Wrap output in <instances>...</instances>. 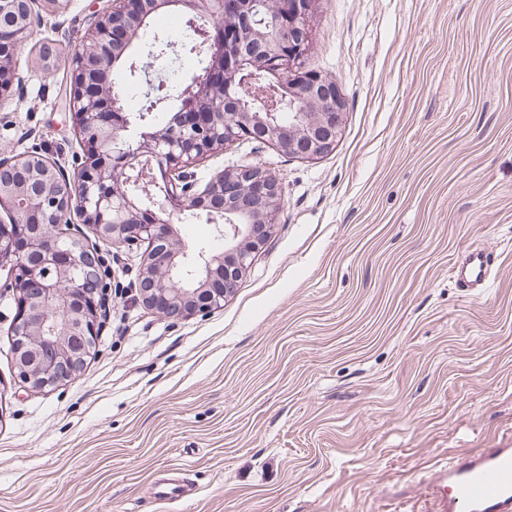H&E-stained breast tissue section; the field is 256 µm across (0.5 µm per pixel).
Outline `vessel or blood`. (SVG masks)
<instances>
[{"instance_id": "obj_1", "label": "vessel or blood", "mask_w": 512, "mask_h": 512, "mask_svg": "<svg viewBox=\"0 0 512 512\" xmlns=\"http://www.w3.org/2000/svg\"><path fill=\"white\" fill-rule=\"evenodd\" d=\"M491 258L470 249L452 268L457 287L475 292L490 281ZM440 493L446 512H512V446L491 448L459 461Z\"/></svg>"}]
</instances>
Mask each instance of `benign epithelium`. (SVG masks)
I'll return each mask as SVG.
<instances>
[{
    "label": "benign epithelium",
    "mask_w": 512,
    "mask_h": 512,
    "mask_svg": "<svg viewBox=\"0 0 512 512\" xmlns=\"http://www.w3.org/2000/svg\"><path fill=\"white\" fill-rule=\"evenodd\" d=\"M86 28L70 62L69 112L81 134V153L66 169L37 150L0 156V262L14 315L13 362L19 381L37 391L56 389L86 363L112 300L126 290L112 274L118 250L142 246L138 299L169 317L208 315L223 307L277 223L280 187L257 164L253 177L225 170L200 186L198 162L253 130L301 159H317L335 145L345 104L336 81L320 73L282 72L283 63L308 40L301 20L314 0H109ZM176 7L190 23L205 13L212 27L200 32L207 47L202 76L179 113L163 126L135 118L121 104L113 75L141 39L147 19ZM12 36L0 40V109L7 105L19 64V47L31 38L33 0H0V19ZM224 69V82H211ZM230 115L225 119L224 115ZM35 181V193L14 177ZM260 197L253 213L244 202ZM192 212L224 239L218 249L192 252L179 235L180 216ZM93 228L94 239L69 234L64 243L51 224L74 218ZM116 252L111 253L101 245Z\"/></svg>",
    "instance_id": "7a95c632"
}]
</instances>
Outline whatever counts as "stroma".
<instances>
[{"mask_svg": "<svg viewBox=\"0 0 512 512\" xmlns=\"http://www.w3.org/2000/svg\"><path fill=\"white\" fill-rule=\"evenodd\" d=\"M105 0H35L0 154L71 166L72 55ZM308 68L347 102L328 155L243 138L278 220L222 309L117 300L84 367L18 381L0 297V512H443L456 461L512 444V0H317ZM495 261L468 295L449 270ZM190 502L153 498L159 479Z\"/></svg>", "mask_w": 512, "mask_h": 512, "instance_id": "35a3bbf8", "label": "stroma"}]
</instances>
